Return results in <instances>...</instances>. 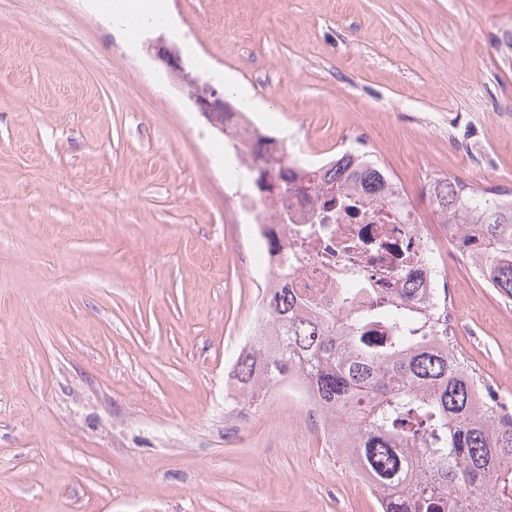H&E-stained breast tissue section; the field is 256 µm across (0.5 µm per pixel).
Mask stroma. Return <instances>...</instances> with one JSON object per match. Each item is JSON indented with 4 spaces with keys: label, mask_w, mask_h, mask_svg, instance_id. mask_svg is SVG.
<instances>
[{
    "label": "stroma",
    "mask_w": 512,
    "mask_h": 512,
    "mask_svg": "<svg viewBox=\"0 0 512 512\" xmlns=\"http://www.w3.org/2000/svg\"><path fill=\"white\" fill-rule=\"evenodd\" d=\"M129 33L92 0H0V512H377L316 415L270 399L228 429L253 329L250 215L224 137L155 57L227 87L327 158L369 132L423 234L428 180L512 186V85L491 0H164ZM463 353L512 392V304L448 249Z\"/></svg>",
    "instance_id": "obj_1"
}]
</instances>
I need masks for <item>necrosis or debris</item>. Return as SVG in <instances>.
Here are the masks:
<instances>
[{"label":"necrosis or debris","instance_id":"1","mask_svg":"<svg viewBox=\"0 0 512 512\" xmlns=\"http://www.w3.org/2000/svg\"><path fill=\"white\" fill-rule=\"evenodd\" d=\"M347 206L326 220L311 219V197L292 195L287 212L244 196L231 198L234 207L249 212L254 230L249 243L263 249L264 287L275 284L281 265L296 267L292 288L313 311L367 304L356 294L360 283L396 294L405 277L420 276L425 287L448 281V264L439 246L418 231V219L407 209L378 206L359 191L346 194ZM277 226L288 239L284 253L265 251L264 230Z\"/></svg>","mask_w":512,"mask_h":512}]
</instances>
